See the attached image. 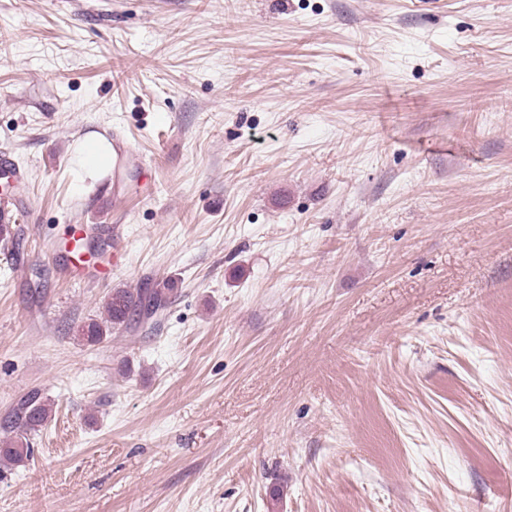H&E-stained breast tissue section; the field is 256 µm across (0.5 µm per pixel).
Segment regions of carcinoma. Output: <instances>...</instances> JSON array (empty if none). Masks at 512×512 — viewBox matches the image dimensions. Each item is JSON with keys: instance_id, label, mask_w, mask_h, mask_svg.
Masks as SVG:
<instances>
[{"instance_id": "cac0c4a2", "label": "carcinoma", "mask_w": 512, "mask_h": 512, "mask_svg": "<svg viewBox=\"0 0 512 512\" xmlns=\"http://www.w3.org/2000/svg\"><path fill=\"white\" fill-rule=\"evenodd\" d=\"M173 284L166 281L153 288L120 289L105 302L106 317L102 322H91L82 328L89 343H98L116 327L139 324L163 311L168 305ZM52 413L50 400L38 390L20 396L8 412L0 417V465L19 466L33 454L31 439L48 422Z\"/></svg>"}]
</instances>
